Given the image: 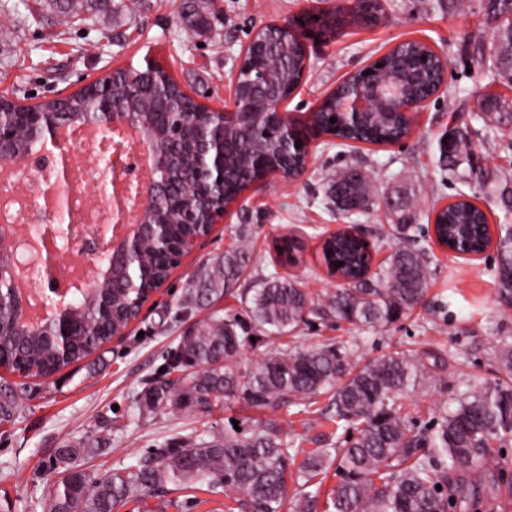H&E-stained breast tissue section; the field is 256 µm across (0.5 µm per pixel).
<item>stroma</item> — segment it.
<instances>
[{
  "label": "stroma",
  "instance_id": "35a3bbf8",
  "mask_svg": "<svg viewBox=\"0 0 512 512\" xmlns=\"http://www.w3.org/2000/svg\"><path fill=\"white\" fill-rule=\"evenodd\" d=\"M386 18L377 26H348L308 40V70L281 110L310 112L348 76L370 65L396 44L418 40L448 60L446 83L416 115L413 133L394 145L331 146L315 140L304 176L293 181L270 176L262 189L246 190L211 234L184 257L167 283L146 304L122 339L112 341L101 360H85L61 371L53 386L39 380L13 424L0 426V512H42L36 496L49 494L56 448L84 438L105 439L109 449L91 464L104 472L135 463L145 450L191 430L220 433L250 416L241 401L213 415L160 414L138 418L134 396L158 376L170 347L209 313L239 307L229 293L205 308L184 305L185 290L224 260V253L248 240L261 266L277 261L276 238L296 234L301 261L283 274L316 292L337 288L321 261L319 235L344 222L327 199V172L345 165L371 171L379 196L412 189L423 213L447 205L463 184L440 169L436 143L452 111L473 112L493 83L471 69L463 43L489 40L482 0H383ZM331 0H112L108 11L83 9L73 16L51 0H0V95L33 105L68 96L116 68L155 62L198 102L220 108L229 100L239 56L258 27L305 13L323 14ZM203 11L208 28L187 21ZM477 157L500 177L512 176V129L479 135ZM429 256V291L424 302L385 330L335 327L312 320L303 345L329 339L352 344V360L364 363L392 349H429L438 361L423 385L404 400V411L424 426L436 407L485 382L504 376L498 362L502 343L512 344V305L500 298L494 278L495 249L478 258L455 257L434 236L421 238ZM283 430L307 435L308 448L328 447L332 425L319 413L275 412ZM512 494V437L498 443L488 472L455 497L454 512H473L475 501Z\"/></svg>",
  "mask_w": 512,
  "mask_h": 512
}]
</instances>
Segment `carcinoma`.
Here are the masks:
<instances>
[{
	"instance_id": "carcinoma-1",
	"label": "carcinoma",
	"mask_w": 512,
	"mask_h": 512,
	"mask_svg": "<svg viewBox=\"0 0 512 512\" xmlns=\"http://www.w3.org/2000/svg\"><path fill=\"white\" fill-rule=\"evenodd\" d=\"M484 19H491V46L475 44L470 56L478 71L485 70L486 57L493 60V81L512 88V0H483ZM384 13L382 0H353L336 26L364 25L372 14ZM254 51L240 75L241 104L247 113L238 125L224 129L228 145L224 197L232 202L248 185L244 175L280 169L293 177L298 162H282V143L270 113L277 105L257 102L252 81L266 73L287 96L304 66L300 42L290 33L269 26L253 40ZM399 78L398 95L424 99L442 81L439 58L422 42L410 40L390 51L372 68L366 79L377 85ZM361 80L351 77L326 94L312 111L307 131L326 134L345 144L356 141L388 144L411 134L412 127L395 110L392 96L374 101L359 125L343 121L340 108L346 97L359 91ZM115 103L140 114V126L162 129L171 121L187 125L178 145L175 166L169 173L168 190L179 194L196 209L199 223L182 224L179 209L161 202V215L150 222L167 221L170 243L180 248L185 239L205 231L207 220L204 186L196 177L197 143L193 132L218 123L216 115L199 107L168 74L149 67L123 68L108 81L89 84L70 95L65 104L54 99L37 105L43 112L64 108L80 117L93 116L101 101ZM483 110L463 119L453 113L455 124L447 140L438 142L443 170L464 182L490 183L491 174L474 162L472 136L479 130L512 127V96L489 92L483 95ZM335 122H330V119ZM500 210L512 213V179L495 180ZM400 205L391 212V233L379 240L389 254L377 269H370L366 243L338 236L322 245L326 267L349 280V287L319 293L277 270L252 278L242 289L241 311L223 316L213 313L199 327L179 338L165 358L164 374L135 396L138 414H195L202 405L207 413L224 410L238 399L252 408L278 411L295 408L308 411L319 398H328L322 415L343 428L345 437L336 448H301L303 437L282 431L274 419H255L246 428L217 435L209 431L150 448L129 466L104 473L86 467L99 447L86 441L58 449L53 468L58 475L53 492L37 505L44 512H116L128 499H155L156 512L180 508L178 493L201 486L222 493L230 504L226 512H282L293 500L294 512H448V473L462 475L488 467L494 441L512 435V383L499 379L462 395L455 409L434 417L430 427L419 428L402 414L400 400L415 390L435 365L428 351L387 352L358 367L351 362L352 345L338 341L298 348L290 345L302 326L315 317L331 323L366 326L378 332L399 320L421 303L428 290L429 262L416 245L421 233L418 214L408 192L397 191ZM329 200L336 210L349 215V206L360 201L364 214L380 204L369 175L354 166L334 173ZM476 194L441 207L435 215L440 240L468 242L483 248L491 242L488 216L476 204ZM252 252L237 246L224 253V265L189 283L186 303L199 304L226 294L251 264ZM150 266L157 279L167 276L168 255L147 240L133 257L131 266ZM495 278L499 294L512 297V228L504 227L496 243ZM139 289L128 286L121 273L100 279L97 292L80 296L77 315L96 324L99 307H111L104 328L76 340L62 353L48 336L23 335L15 331V312L9 286L0 284V357L11 371L26 381L0 384V425L16 418L28 380L58 374L70 365L100 356L111 343L109 333L129 323L131 304ZM248 348L259 350L250 369L241 371L239 357ZM300 464H295L297 457ZM339 480L327 496L321 487L330 469ZM294 484L288 495V483Z\"/></svg>"
}]
</instances>
